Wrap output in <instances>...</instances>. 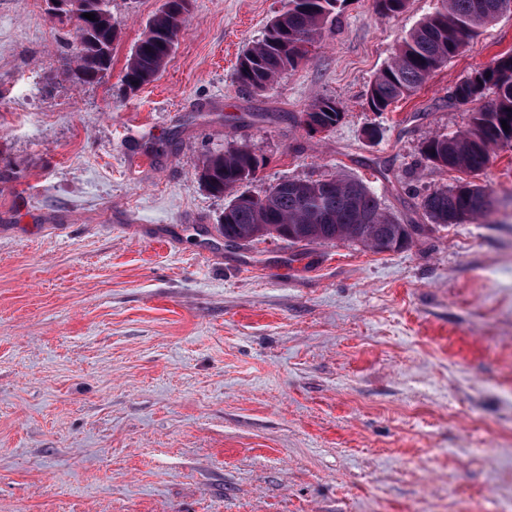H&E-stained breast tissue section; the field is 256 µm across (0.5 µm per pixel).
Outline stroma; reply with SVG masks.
Instances as JSON below:
<instances>
[{
	"label": "stroma",
	"instance_id": "obj_1",
	"mask_svg": "<svg viewBox=\"0 0 512 512\" xmlns=\"http://www.w3.org/2000/svg\"><path fill=\"white\" fill-rule=\"evenodd\" d=\"M163 0H111L99 82L74 25L0 0V512H512V148L477 176L488 218L428 223L458 172L453 88L512 53L502 15L383 114L376 73L437 0H339L308 63L238 86L282 0H192L165 69L124 91ZM343 118L315 133V98ZM376 138H367L369 128ZM245 146L255 195L346 174L424 232L405 249L228 246L203 158Z\"/></svg>",
	"mask_w": 512,
	"mask_h": 512
}]
</instances>
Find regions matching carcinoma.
I'll return each instance as SVG.
<instances>
[{
	"label": "carcinoma",
	"instance_id": "1",
	"mask_svg": "<svg viewBox=\"0 0 512 512\" xmlns=\"http://www.w3.org/2000/svg\"><path fill=\"white\" fill-rule=\"evenodd\" d=\"M180 0H164L148 20L142 37L126 59L122 84L134 93L152 82L171 55L172 39L186 26ZM339 0H284L283 8L238 58L237 82L264 91L283 73L308 59L310 48L336 24ZM408 0H375L384 17L402 12ZM78 13L74 47L66 72L83 83L98 82L112 67V51L119 30L112 22L110 0H72ZM94 14V19L83 17ZM512 13V0H440V6L403 37L392 60L376 75L368 91L373 112H385L395 102L417 91L431 74L459 54L486 25ZM491 102L479 105L487 95ZM449 99L472 106L466 128L451 135L430 137L422 148L424 161L464 174L485 171L495 150L512 147V54L471 73L458 83ZM318 123L333 130L342 119V107L332 98L318 97L307 110ZM508 130H503L502 122ZM262 160L245 146L206 156L198 178L213 194L232 191L239 202L224 209V240L244 245L262 229L291 245L357 242L377 251L400 250L423 230L383 210L375 193L362 181L344 175L321 180L288 179L262 195L243 189ZM421 208L433 224L446 226L484 219L491 212L486 187L462 180L432 191Z\"/></svg>",
	"mask_w": 512,
	"mask_h": 512
}]
</instances>
